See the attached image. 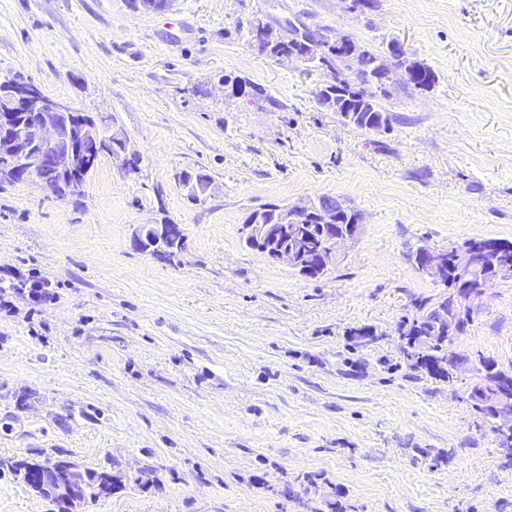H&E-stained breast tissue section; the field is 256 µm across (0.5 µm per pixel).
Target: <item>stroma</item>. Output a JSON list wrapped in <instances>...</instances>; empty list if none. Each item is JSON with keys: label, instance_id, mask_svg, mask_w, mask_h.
Wrapping results in <instances>:
<instances>
[{"label": "stroma", "instance_id": "stroma-1", "mask_svg": "<svg viewBox=\"0 0 512 512\" xmlns=\"http://www.w3.org/2000/svg\"><path fill=\"white\" fill-rule=\"evenodd\" d=\"M256 19L400 43L435 84L394 80L390 130L358 129L317 105L324 71L250 45ZM1 77L114 117L142 163L103 157L61 201L0 185V279L60 285L0 312V458L124 475L80 512H512V455L467 374L411 367L396 333L441 292L408 251L512 240V0H0ZM185 171L211 178L201 201ZM323 194L360 215L325 276L244 244L253 209ZM164 221L185 235L171 262L133 245ZM454 347L512 366V280ZM0 512L59 506L4 469Z\"/></svg>", "mask_w": 512, "mask_h": 512}]
</instances>
